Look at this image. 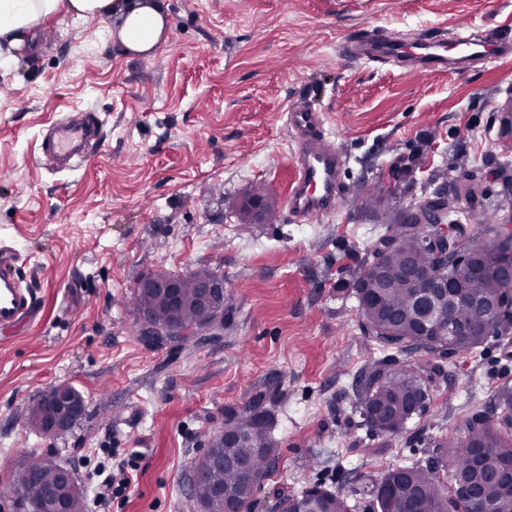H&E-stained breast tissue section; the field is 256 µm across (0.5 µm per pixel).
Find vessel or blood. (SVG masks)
<instances>
[{
	"label": "vessel or blood",
	"instance_id": "obj_1",
	"mask_svg": "<svg viewBox=\"0 0 512 512\" xmlns=\"http://www.w3.org/2000/svg\"><path fill=\"white\" fill-rule=\"evenodd\" d=\"M344 49L352 56L370 60L395 58L414 69L462 71L479 61L511 57L512 39L495 30L462 36L451 44L442 39H424L417 51L410 53L399 40L369 35L345 44ZM94 122V116L88 115L56 126L41 142V153L73 157L86 142ZM324 124L323 113L308 107H294L287 113L288 130L296 143L288 209L299 218L331 212L340 196V172L346 161L327 140ZM22 262L12 246L0 245V330L17 327L37 309L33 291L22 286L16 275Z\"/></svg>",
	"mask_w": 512,
	"mask_h": 512
}]
</instances>
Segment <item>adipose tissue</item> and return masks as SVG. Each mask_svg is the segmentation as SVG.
<instances>
[{
	"instance_id": "1",
	"label": "adipose tissue",
	"mask_w": 512,
	"mask_h": 512,
	"mask_svg": "<svg viewBox=\"0 0 512 512\" xmlns=\"http://www.w3.org/2000/svg\"><path fill=\"white\" fill-rule=\"evenodd\" d=\"M62 10L78 19L122 15L119 41L142 55L159 45L167 26L162 0H137L129 7L122 0H0V67L9 68L20 48L34 46L40 21Z\"/></svg>"
}]
</instances>
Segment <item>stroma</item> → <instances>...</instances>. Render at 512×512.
I'll return each mask as SVG.
<instances>
[{"mask_svg": "<svg viewBox=\"0 0 512 512\" xmlns=\"http://www.w3.org/2000/svg\"><path fill=\"white\" fill-rule=\"evenodd\" d=\"M153 55L124 50L116 21L56 15L35 48L0 68V242L36 318L0 331V483L38 453L71 468L87 496L99 449L135 455L128 498L109 512H195L191 465L224 412L268 397L276 466L252 512L319 486L371 512L369 481L423 462L464 417L512 390V335L441 366L428 409L402 432L370 429L353 395L377 356L349 285L410 204L468 188V229L512 218V57L460 74L367 62L341 46L364 31L415 42L512 22V0H165ZM323 112L347 158L334 211L288 210L295 144L288 108ZM86 112L100 141L74 171L42 160L52 125ZM265 184L271 214L242 203ZM207 265L224 275V323L163 346L140 341L130 297L148 271ZM67 381L87 410L58 438L29 401Z\"/></svg>", "mask_w": 512, "mask_h": 512, "instance_id": "stroma-1", "label": "stroma"}]
</instances>
